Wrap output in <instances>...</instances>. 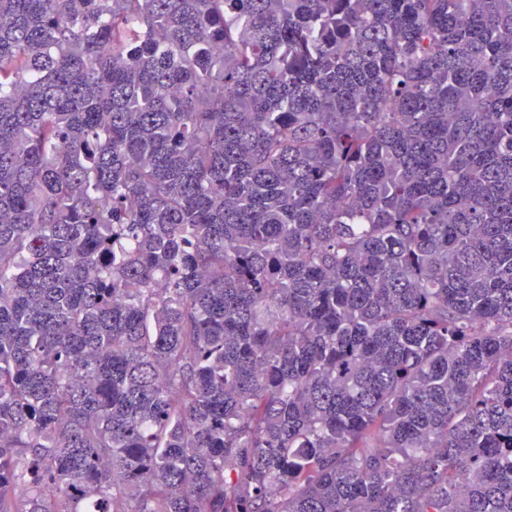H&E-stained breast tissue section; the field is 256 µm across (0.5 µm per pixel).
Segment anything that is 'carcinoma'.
Wrapping results in <instances>:
<instances>
[{"instance_id": "obj_1", "label": "carcinoma", "mask_w": 512, "mask_h": 512, "mask_svg": "<svg viewBox=\"0 0 512 512\" xmlns=\"http://www.w3.org/2000/svg\"><path fill=\"white\" fill-rule=\"evenodd\" d=\"M0 512H512V0H0Z\"/></svg>"}]
</instances>
